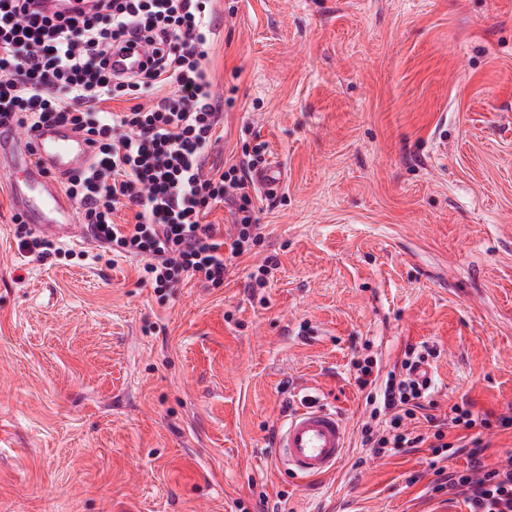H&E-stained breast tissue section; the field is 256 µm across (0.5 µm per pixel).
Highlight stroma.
<instances>
[{"instance_id": "1", "label": "stroma", "mask_w": 512, "mask_h": 512, "mask_svg": "<svg viewBox=\"0 0 512 512\" xmlns=\"http://www.w3.org/2000/svg\"><path fill=\"white\" fill-rule=\"evenodd\" d=\"M206 170L263 145L264 241L221 287L158 293L97 242L20 248L0 160V512H470L427 447L362 444L380 377L436 353L435 415L512 407V0H214ZM276 269L256 284L266 258ZM336 410L333 474L272 432ZM347 439L342 417L325 407L290 414L274 435V448L284 470L295 479H317L336 471Z\"/></svg>"}]
</instances>
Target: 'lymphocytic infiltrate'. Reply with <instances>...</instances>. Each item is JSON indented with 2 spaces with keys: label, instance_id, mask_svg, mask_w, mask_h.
<instances>
[{
  "label": "lymphocytic infiltrate",
  "instance_id": "obj_1",
  "mask_svg": "<svg viewBox=\"0 0 512 512\" xmlns=\"http://www.w3.org/2000/svg\"><path fill=\"white\" fill-rule=\"evenodd\" d=\"M33 0H0V127L26 132L40 123L69 124L97 145L92 165L65 182L78 200L92 236L114 256H142L143 277L157 292L188 277L223 285L235 259L262 241L254 216L250 172L260 148L227 170L205 173L219 121L213 82L205 66L217 23L209 0H95L90 13L47 16ZM139 38L150 54L142 70L115 76L114 43ZM130 102L109 112L107 102ZM235 207L236 234L218 240L204 217L215 204ZM131 210L134 221L112 215ZM424 355H410L381 392L389 422L363 426L362 442L383 454L430 446L468 452L473 472H450L449 489L466 496L470 512H512V463L491 467L482 440L452 443L450 431L490 427L488 418L455 405L447 417L431 414L427 386L413 376Z\"/></svg>",
  "mask_w": 512,
  "mask_h": 512
}]
</instances>
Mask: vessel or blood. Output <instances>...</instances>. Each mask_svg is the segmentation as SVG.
Segmentation results:
<instances>
[{
  "instance_id": "1",
  "label": "vessel or blood",
  "mask_w": 512,
  "mask_h": 512,
  "mask_svg": "<svg viewBox=\"0 0 512 512\" xmlns=\"http://www.w3.org/2000/svg\"><path fill=\"white\" fill-rule=\"evenodd\" d=\"M92 0H36L35 9L47 14L87 11ZM146 53L140 44L127 45L112 58L113 67L132 74L140 70ZM9 157L17 172L10 184L14 208L30 226L67 243L85 234L74 220L71 200L62 192V179L83 171L93 160L94 147L81 133L62 123H44L31 133V142L17 150L12 133L0 129V157ZM253 180L273 193L282 180L277 164L255 168ZM346 424L336 411L303 408L290 414L274 435V446L284 470L296 479H317L336 471L344 459Z\"/></svg>"
}]
</instances>
